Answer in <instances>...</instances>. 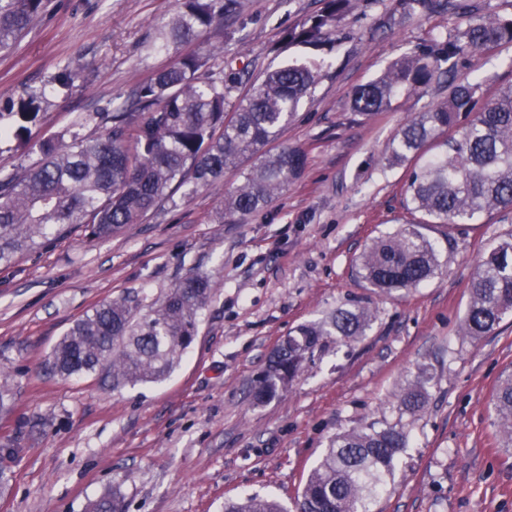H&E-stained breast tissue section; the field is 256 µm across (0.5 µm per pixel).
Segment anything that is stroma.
<instances>
[{"label": "stroma", "mask_w": 512, "mask_h": 512, "mask_svg": "<svg viewBox=\"0 0 512 512\" xmlns=\"http://www.w3.org/2000/svg\"><path fill=\"white\" fill-rule=\"evenodd\" d=\"M321 6L241 0L233 33L207 37L218 48L214 69L259 77L306 59L282 35ZM177 9V0H45L13 49L0 53V101L42 95L32 144L69 131L100 135L96 112L174 60V50L151 43ZM459 23L446 12L358 0L332 52L315 57L322 77L312 99L272 143L303 148L306 168L248 223L220 224L216 215L252 157L112 237L78 230L0 267V366L10 368L16 398L0 438L22 436L0 512H84L115 486L127 512H224L225 500L248 495L289 507L336 433L380 420L406 421L410 439L377 512H512V458L499 446L490 405L512 371V314L481 338L461 333L475 267L512 241V210L423 226L442 272L415 290L379 293L357 274L371 241L411 218L402 195L408 168L387 167L390 144L448 92L401 96L364 122L351 109L352 90ZM66 68L78 78L63 88L56 78ZM191 272L213 277L214 296L167 380L112 391L95 375L45 372L56 341L95 304L129 293L152 302ZM355 299L375 313L368 335L329 347L278 398L254 405L251 389L276 346ZM420 373L425 408L402 419L397 395ZM32 417L44 421L43 432L22 433Z\"/></svg>", "instance_id": "35a3bbf8"}]
</instances>
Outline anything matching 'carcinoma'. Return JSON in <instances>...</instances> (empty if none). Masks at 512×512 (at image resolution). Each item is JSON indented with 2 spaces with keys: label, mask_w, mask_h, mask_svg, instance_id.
Masks as SVG:
<instances>
[{
  "label": "carcinoma",
  "mask_w": 512,
  "mask_h": 512,
  "mask_svg": "<svg viewBox=\"0 0 512 512\" xmlns=\"http://www.w3.org/2000/svg\"><path fill=\"white\" fill-rule=\"evenodd\" d=\"M325 6L288 30L289 46L320 51L336 33L356 0H324ZM178 12L158 29L161 49L194 40L239 12V0H178ZM451 12L465 19L444 36L394 61L378 78L356 86L352 110L370 120L402 94L448 86L445 100L418 112L393 139L390 168L415 161L404 184V206L422 219L403 224L363 252L358 276L386 294L416 288L439 274L435 243L424 224H471L499 208H512V82L485 95L486 79L467 80L475 54L512 44V13H474L471 0H396L395 9ZM43 9V0H0V50L17 43ZM215 47L179 56L168 68L135 86L118 106L97 113L106 132L34 145L39 153L24 173L0 174V265L52 245L77 228L94 239L108 238L140 224L163 203H176L216 184L246 155L259 163L243 181L224 192L217 219L244 224L296 180L305 151L284 146L269 154L275 140L311 98L321 79L314 62L268 70L235 105L237 77L210 70ZM14 117L0 124V139L28 140L37 121L40 97L9 100ZM214 281L190 273L165 295L144 304L137 295L107 299L77 320L53 346L49 373L62 379L102 376L114 390L158 382L194 342L201 312ZM512 313V242H503L480 260L470 283L463 334L479 338ZM374 321L358 303L340 306L325 320L304 324L270 356L252 389L262 405L278 397L314 357L332 344L353 342ZM9 372L0 369V413L11 411ZM422 376L408 382L398 398L403 414L415 416L426 404ZM499 438L512 447V374L502 378L492 398ZM408 448L401 423L372 422L336 434L297 494L298 512H374V504L395 476ZM85 512H125L117 488L90 501ZM224 512H288L273 498L227 500Z\"/></svg>",
  "instance_id": "carcinoma-1"
}]
</instances>
